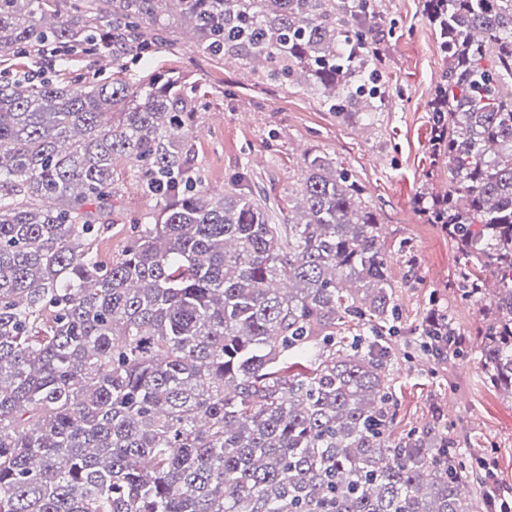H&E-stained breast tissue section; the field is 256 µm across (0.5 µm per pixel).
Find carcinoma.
<instances>
[{
	"label": "carcinoma",
	"instance_id": "cac0c4a2",
	"mask_svg": "<svg viewBox=\"0 0 512 512\" xmlns=\"http://www.w3.org/2000/svg\"><path fill=\"white\" fill-rule=\"evenodd\" d=\"M425 19L450 179L414 207L461 253L480 364L512 398V0ZM381 22V0H0V512H484L447 436L391 439L399 312L364 189L306 152L275 223L251 172L216 190L195 167L199 81L119 64L190 48L370 120ZM109 34L112 74L31 76ZM123 161L151 208L107 265L91 242ZM420 335L461 349L444 311Z\"/></svg>",
	"mask_w": 512,
	"mask_h": 512
}]
</instances>
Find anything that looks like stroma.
Returning <instances> with one entry per match:
<instances>
[{
	"label": "stroma",
	"instance_id": "stroma-1",
	"mask_svg": "<svg viewBox=\"0 0 512 512\" xmlns=\"http://www.w3.org/2000/svg\"><path fill=\"white\" fill-rule=\"evenodd\" d=\"M423 0H382L386 65L381 75L384 106L373 124L341 120L301 85H281L249 73L231 60L191 51L129 65L128 74L152 68L200 74L206 110L197 119L195 157L217 189L242 168L260 178L280 209L297 178L304 152L332 158L363 186L386 229L399 317L392 338L390 378L397 403L396 433L446 429L470 474L493 472L512 493V399L491 387L474 344L482 306L457 288L458 250L447 233L415 212L422 188L441 192L447 168L431 169L429 104L443 62L439 41L425 22ZM122 206L92 247L103 263L118 259L132 237L131 217L148 208L131 164L119 165ZM440 302L467 342L452 359L438 360L416 329Z\"/></svg>",
	"mask_w": 512,
	"mask_h": 512
}]
</instances>
